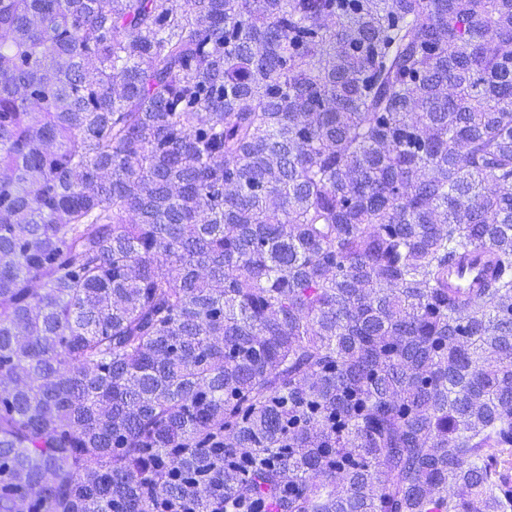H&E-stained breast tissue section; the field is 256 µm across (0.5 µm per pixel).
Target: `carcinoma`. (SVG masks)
I'll return each instance as SVG.
<instances>
[{"label":"carcinoma","instance_id":"carcinoma-1","mask_svg":"<svg viewBox=\"0 0 512 512\" xmlns=\"http://www.w3.org/2000/svg\"><path fill=\"white\" fill-rule=\"evenodd\" d=\"M162 503L512 512V0H0V512ZM487 264L485 252H471L448 267V281L452 288H458L468 295L473 294L483 285Z\"/></svg>","mask_w":512,"mask_h":512}]
</instances>
